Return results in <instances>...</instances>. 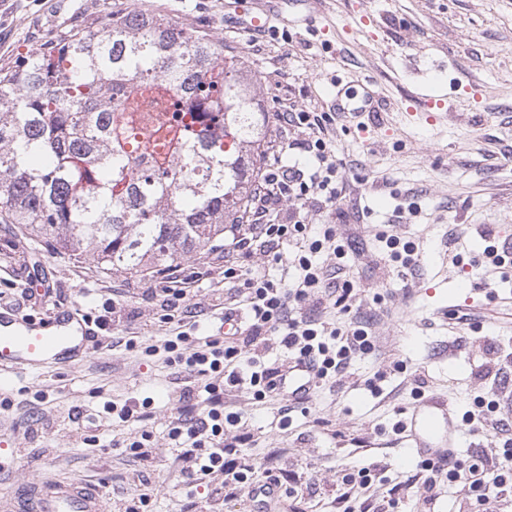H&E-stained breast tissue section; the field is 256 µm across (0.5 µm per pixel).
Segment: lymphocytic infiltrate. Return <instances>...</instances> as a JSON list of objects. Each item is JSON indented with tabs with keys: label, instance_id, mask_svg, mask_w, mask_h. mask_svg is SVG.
I'll return each mask as SVG.
<instances>
[{
	"label": "lymphocytic infiltrate",
	"instance_id": "f902f5d3",
	"mask_svg": "<svg viewBox=\"0 0 512 512\" xmlns=\"http://www.w3.org/2000/svg\"><path fill=\"white\" fill-rule=\"evenodd\" d=\"M274 120L280 126L307 129L303 148L309 161L278 173L261 172L260 185L251 199L256 222L242 236L232 238L230 249L245 254L258 240L267 247L295 242L298 250L288 261L287 280H275L259 271L246 273L235 262L225 261L224 281L229 288L224 316L229 319L243 312L244 324L222 336L198 338L181 330L160 346L145 349L149 356L159 350L167 353L170 362L186 366L198 379L197 387L186 389L185 395L198 399L199 414L179 413L168 436L177 448L173 466L188 486L206 488L211 499L251 498L269 486L280 488L297 481L294 473L279 466L277 455L268 456L259 466L252 455L243 452L250 435L238 432L240 416L224 406V393L229 389H246L258 403L281 396L277 380L282 367L263 363L257 355L267 341L277 339L295 364L309 366V391L313 394L346 377L357 357L375 349L374 338L364 326L352 322L338 326L301 313L308 302L351 313L355 280L344 263L349 242L337 236L330 225L316 232L300 219L290 224L266 221L282 200L302 205L312 192L321 204L335 206L343 175L330 155L324 130L336 117L327 112H279ZM322 252L333 256L334 264L317 262L315 256ZM440 475L462 483L482 507L500 495H511L512 433L497 429L491 453L473 459L466 469L433 468L427 488H435Z\"/></svg>",
	"mask_w": 512,
	"mask_h": 512
}]
</instances>
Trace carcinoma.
I'll use <instances>...</instances> for the list:
<instances>
[{"label":"carcinoma","mask_w":512,"mask_h":512,"mask_svg":"<svg viewBox=\"0 0 512 512\" xmlns=\"http://www.w3.org/2000/svg\"><path fill=\"white\" fill-rule=\"evenodd\" d=\"M140 98L153 113L133 115ZM266 144L254 83L224 45L153 10L107 13L0 72V218L158 275L248 223Z\"/></svg>","instance_id":"1"}]
</instances>
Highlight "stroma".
<instances>
[{
    "label": "stroma",
    "mask_w": 512,
    "mask_h": 512,
    "mask_svg": "<svg viewBox=\"0 0 512 512\" xmlns=\"http://www.w3.org/2000/svg\"><path fill=\"white\" fill-rule=\"evenodd\" d=\"M226 0H147L172 23L205 30L254 77L265 114L329 112L350 94L384 107L339 120L327 140L342 162L345 191L335 208L281 204L280 223L332 225L352 244L348 258L360 284L357 315L377 338L375 353L351 374L320 389L308 413L280 426L281 403L251 402L231 391L228 410L241 413L256 460L283 451L282 468L314 478L300 501L281 498L274 512H340L342 476L370 468L375 495L389 512H470L461 484L438 482L424 506L425 478L397 421L420 396L450 398L457 413L475 409L486 391L482 368L499 342H512V271H486L485 238L512 228V0H318L315 30L250 33L227 19ZM129 0H0V67L7 68L76 21L127 9ZM447 91L452 111L428 108L427 95ZM415 106L407 117L406 106ZM367 132H360V125ZM300 129L269 133L272 167L306 157ZM388 233L413 242L421 264L398 271L381 254ZM198 331L224 333V257L198 251L180 261ZM150 281L104 270L92 256L63 253L49 237L29 238L0 223V305L41 317L77 308L102 318L99 346L63 367L0 375V499L43 478H84L110 506L137 500L143 484L151 512H179L191 491L170 467L169 423L186 407L184 367L145 346L170 335ZM112 311H105L106 302ZM470 313L454 323L450 312ZM136 348H129V338ZM424 374L422 393L413 379ZM147 403L143 421H113L111 403ZM153 435V465L143 469L125 449L142 430ZM410 488L394 493L400 482Z\"/></svg>",
    "instance_id": "35a3bbf8"
}]
</instances>
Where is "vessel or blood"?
Here are the masks:
<instances>
[{
    "label": "vessel or blood",
    "mask_w": 512,
    "mask_h": 512,
    "mask_svg": "<svg viewBox=\"0 0 512 512\" xmlns=\"http://www.w3.org/2000/svg\"><path fill=\"white\" fill-rule=\"evenodd\" d=\"M309 0H271L252 6L244 28L249 32H269L278 24L306 22ZM96 336L91 323L80 313L57 309L48 317L35 318L11 308L0 309V373L40 370L65 364L91 353ZM456 418L447 399H425L414 408L407 424L413 457L440 466L454 462L463 435H450ZM20 512H108L94 486L80 479L43 481L29 485Z\"/></svg>",
    "instance_id": "obj_1"
}]
</instances>
